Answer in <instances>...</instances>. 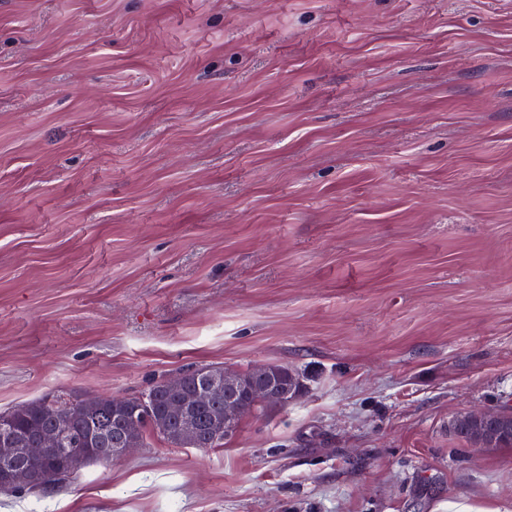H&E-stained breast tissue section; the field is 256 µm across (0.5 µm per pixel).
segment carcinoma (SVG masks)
<instances>
[{
	"label": "carcinoma",
	"mask_w": 512,
	"mask_h": 512,
	"mask_svg": "<svg viewBox=\"0 0 512 512\" xmlns=\"http://www.w3.org/2000/svg\"><path fill=\"white\" fill-rule=\"evenodd\" d=\"M198 379L194 370L182 373L180 389H169V381L161 380L148 391L151 400L137 412L141 431L156 432L172 445L181 446L183 442L171 437L176 423L161 425L160 416L167 405L181 394L194 390ZM224 408V400L213 406L196 411L197 433L193 448H220L224 445V429L213 421V416ZM11 420V434L18 448H28L40 437L51 431L63 433L68 439L67 447L71 453H82L86 448L97 449L95 461L110 464L113 461L112 448L123 433L125 418L112 417V409L87 412L83 400L79 397L61 400L56 396L32 402L6 412ZM36 483L26 486L32 492L44 490L53 481H64L76 476L77 470L68 467V458L56 457L38 466L31 467Z\"/></svg>",
	"instance_id": "carcinoma-1"
}]
</instances>
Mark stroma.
<instances>
[{"instance_id":"obj_1","label":"stroma","mask_w":512,"mask_h":512,"mask_svg":"<svg viewBox=\"0 0 512 512\" xmlns=\"http://www.w3.org/2000/svg\"><path fill=\"white\" fill-rule=\"evenodd\" d=\"M260 365L0 512H512V0H0V411Z\"/></svg>"}]
</instances>
